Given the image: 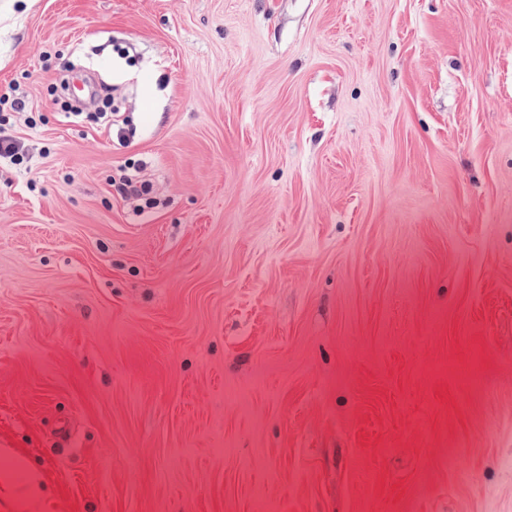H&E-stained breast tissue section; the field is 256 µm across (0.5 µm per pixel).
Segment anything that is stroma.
<instances>
[{
	"label": "stroma",
	"instance_id": "1",
	"mask_svg": "<svg viewBox=\"0 0 512 512\" xmlns=\"http://www.w3.org/2000/svg\"><path fill=\"white\" fill-rule=\"evenodd\" d=\"M0 23V512H512V0ZM0 114V164L12 165L16 168L30 169V154L23 143L9 133V118H2Z\"/></svg>",
	"mask_w": 512,
	"mask_h": 512
}]
</instances>
